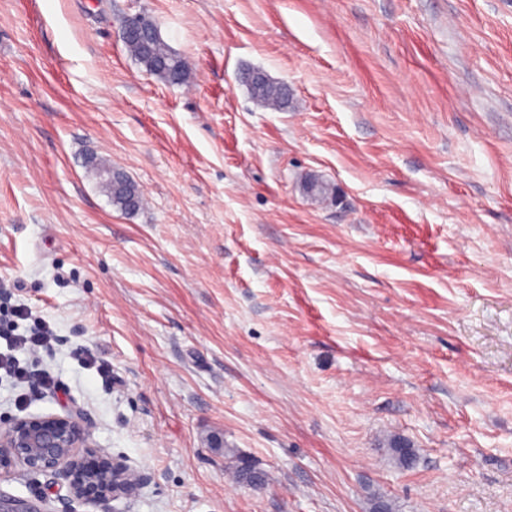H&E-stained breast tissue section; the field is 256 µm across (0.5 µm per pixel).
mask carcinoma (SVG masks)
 Segmentation results:
<instances>
[{
	"mask_svg": "<svg viewBox=\"0 0 512 512\" xmlns=\"http://www.w3.org/2000/svg\"><path fill=\"white\" fill-rule=\"evenodd\" d=\"M130 56L146 70L166 81H173L178 77V83L187 82L191 76L189 61L171 50L168 44L160 36L157 26L151 25V29L145 33L132 37L125 43ZM244 84L251 95L263 106L271 110H283L288 107V86L284 83L264 77L259 81L252 79L251 74H246ZM88 169L99 179L103 192L107 194L112 206L118 210L133 213L143 205V197L138 187L117 169H110L95 161L88 162ZM314 188L309 196L315 200L331 199L335 195L333 184L318 176H311Z\"/></svg>",
	"mask_w": 512,
	"mask_h": 512,
	"instance_id": "obj_1",
	"label": "carcinoma"
}]
</instances>
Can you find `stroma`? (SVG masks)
Listing matches in <instances>:
<instances>
[{"instance_id": "35a3bbf8", "label": "stroma", "mask_w": 512, "mask_h": 512, "mask_svg": "<svg viewBox=\"0 0 512 512\" xmlns=\"http://www.w3.org/2000/svg\"><path fill=\"white\" fill-rule=\"evenodd\" d=\"M142 10L191 85L128 54ZM7 301L57 341L0 416L81 409L147 478L114 512H512V0H0ZM251 95L264 107L271 110H283L288 107V86L285 83L274 81L268 76L259 81L253 80L251 73H247L243 82ZM88 169L99 179V184L112 202V206L126 213L136 212L142 207V194L124 172L92 160L88 162Z\"/></svg>"}]
</instances>
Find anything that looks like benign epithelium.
<instances>
[{
    "mask_svg": "<svg viewBox=\"0 0 512 512\" xmlns=\"http://www.w3.org/2000/svg\"><path fill=\"white\" fill-rule=\"evenodd\" d=\"M91 429L80 409L0 421V480L19 468L33 476L51 474L67 488L68 512L78 505L112 512L111 503L129 487H141L145 477L93 445Z\"/></svg>",
    "mask_w": 512,
    "mask_h": 512,
    "instance_id": "obj_1",
    "label": "benign epithelium"
}]
</instances>
